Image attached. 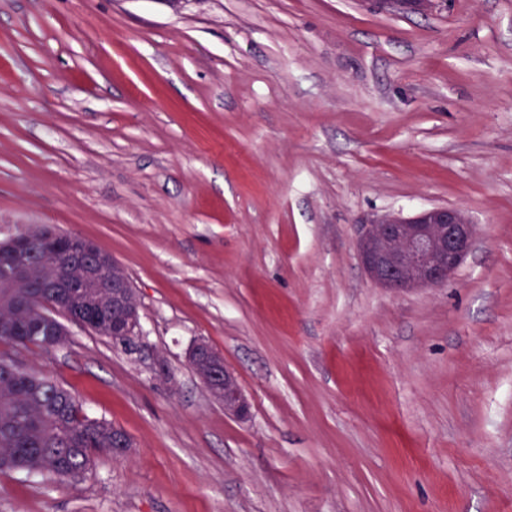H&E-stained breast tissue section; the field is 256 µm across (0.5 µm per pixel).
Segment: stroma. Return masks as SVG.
Segmentation results:
<instances>
[{
	"instance_id": "stroma-1",
	"label": "stroma",
	"mask_w": 512,
	"mask_h": 512,
	"mask_svg": "<svg viewBox=\"0 0 512 512\" xmlns=\"http://www.w3.org/2000/svg\"><path fill=\"white\" fill-rule=\"evenodd\" d=\"M441 206L456 274L377 285L361 225ZM44 225L125 270L174 375L61 312L0 342L132 443L0 473V512H512V0H0V242ZM187 361L226 414L242 421L250 418V403L222 354L206 340L198 339L189 349Z\"/></svg>"
}]
</instances>
